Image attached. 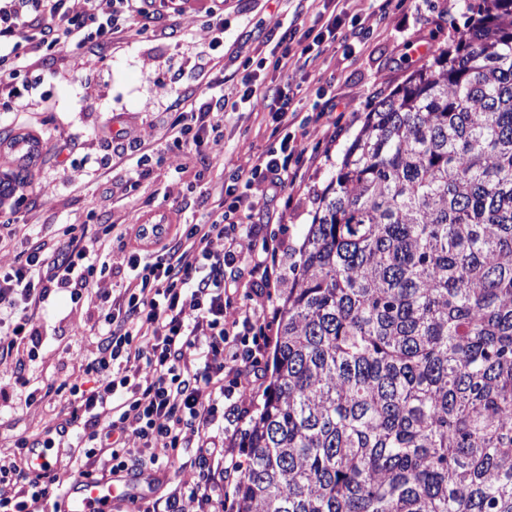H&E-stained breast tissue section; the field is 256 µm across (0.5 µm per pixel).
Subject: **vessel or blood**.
Instances as JSON below:
<instances>
[{
    "mask_svg": "<svg viewBox=\"0 0 512 512\" xmlns=\"http://www.w3.org/2000/svg\"><path fill=\"white\" fill-rule=\"evenodd\" d=\"M137 479L132 475L108 479H83L68 490L64 512H112L114 506L136 493Z\"/></svg>",
    "mask_w": 512,
    "mask_h": 512,
    "instance_id": "b4317fda",
    "label": "vessel or blood"
}]
</instances>
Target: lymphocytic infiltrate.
Returning a JSON list of instances; mask_svg holds the SVG:
<instances>
[{
  "mask_svg": "<svg viewBox=\"0 0 512 512\" xmlns=\"http://www.w3.org/2000/svg\"><path fill=\"white\" fill-rule=\"evenodd\" d=\"M179 0H0V46L28 47L53 55L91 47L103 53L114 33L126 27L157 31L162 10ZM367 35L360 15L331 14L315 36L289 23L279 34L273 69L305 70L325 44L357 47ZM261 98L271 114L273 141L261 154L232 171L230 182L205 189L211 208L204 222L169 230L155 225V247L133 249L124 268H114L105 251L115 231L105 224L92 233L77 225L52 242L31 232L0 225V245L19 243L17 262L0 267V358L37 347L39 313L50 296L68 293L73 304L95 302L90 327L98 354L57 385H32L24 374L0 380V402L23 394L26 404L50 394L63 402L64 419L37 437H18L12 453L0 455V512H48L62 491L56 478L32 474L33 448L70 449L69 465L78 478H104L129 471L132 459L159 468L178 463L192 449L200 480L166 497L141 498L138 512H197L218 507L215 474L233 482L234 449L225 445L224 419H243L247 389L260 384L262 358L272 342V290L282 282L279 244L252 220L262 187L287 201L304 185L320 160L317 148L293 131V96L247 88L242 102ZM229 100L208 97L191 104L171 126L167 151L212 166L202 146L220 147ZM249 266L254 281L243 304L226 300L236 285V264ZM112 279L114 290H99Z\"/></svg>",
  "mask_w": 512,
  "mask_h": 512,
  "instance_id": "lymphocytic-infiltrate-1",
  "label": "lymphocytic infiltrate"
}]
</instances>
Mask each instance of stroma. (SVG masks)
<instances>
[{
  "label": "stroma",
  "instance_id": "stroma-1",
  "mask_svg": "<svg viewBox=\"0 0 512 512\" xmlns=\"http://www.w3.org/2000/svg\"><path fill=\"white\" fill-rule=\"evenodd\" d=\"M360 14L372 31L353 56L330 47L307 71L258 68L270 57L273 35L299 17L305 26H322L335 6ZM224 0L223 26H207L212 0H185L179 13L167 15L160 31L139 34L130 27L116 33L104 57L86 49L67 56L23 55L27 78L37 86L26 94V106L0 97V173L25 172L27 180L0 200V216L38 225L56 238L65 224L197 223L205 210L195 187V167L164 146L181 100L202 95L239 100L245 86L265 85L294 92V131L317 144L323 129L308 123L313 106L335 103L338 136L328 158L309 173L291 206L261 199L254 221L267 225L283 241V266L299 259V248L321 197L336 173L346 147L361 129L370 104L391 94L428 63L430 49L446 44L468 17L465 0H416L414 6L374 15L369 0ZM269 114L259 99L241 103L224 116V146L210 170L212 183L227 180L233 166L246 164L269 145ZM28 136L38 155L23 163L10 149L8 136ZM154 146L142 158L137 142ZM137 189H130V182ZM96 310L71 303L67 293L50 297L38 323L36 361L27 374L41 386L58 384L78 372L97 345L84 324ZM57 398L15 405L0 418V453H9L16 436L33 437L61 411ZM140 488L152 496L194 485L191 465L138 470Z\"/></svg>",
  "mask_w": 512,
  "mask_h": 512
}]
</instances>
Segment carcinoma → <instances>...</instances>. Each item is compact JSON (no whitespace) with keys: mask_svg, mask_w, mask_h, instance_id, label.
<instances>
[{"mask_svg":"<svg viewBox=\"0 0 512 512\" xmlns=\"http://www.w3.org/2000/svg\"><path fill=\"white\" fill-rule=\"evenodd\" d=\"M467 10L307 229L234 512H512V0Z\"/></svg>","mask_w":512,"mask_h":512,"instance_id":"obj_1","label":"carcinoma"}]
</instances>
